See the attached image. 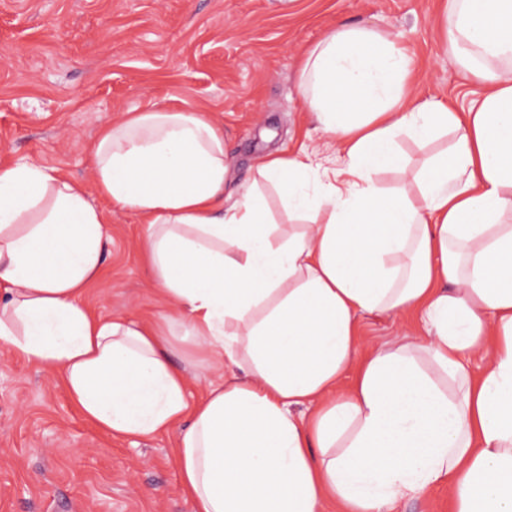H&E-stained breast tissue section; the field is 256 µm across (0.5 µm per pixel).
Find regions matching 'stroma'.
Returning <instances> with one entry per match:
<instances>
[{"mask_svg":"<svg viewBox=\"0 0 512 512\" xmlns=\"http://www.w3.org/2000/svg\"><path fill=\"white\" fill-rule=\"evenodd\" d=\"M444 0H0V163L35 160L93 183L88 144L135 107L211 113L224 129L232 185L271 151L333 157L296 91L307 48L341 24L392 33L407 50L415 101L466 111L479 94L449 56ZM449 137L400 139L413 172ZM108 238L84 304L149 322L168 314L140 257L144 226L96 198ZM422 324L395 310L359 319L360 351ZM172 440L117 439L86 422L56 375L0 350V512H192Z\"/></svg>","mask_w":512,"mask_h":512,"instance_id":"35a3bbf8","label":"stroma"}]
</instances>
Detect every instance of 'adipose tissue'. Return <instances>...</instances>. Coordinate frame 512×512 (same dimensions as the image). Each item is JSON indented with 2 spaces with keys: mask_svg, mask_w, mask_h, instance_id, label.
I'll use <instances>...</instances> for the list:
<instances>
[{
  "mask_svg": "<svg viewBox=\"0 0 512 512\" xmlns=\"http://www.w3.org/2000/svg\"><path fill=\"white\" fill-rule=\"evenodd\" d=\"M445 16L482 88L468 112L410 98L388 31L338 26L297 80L338 159L268 154L233 202L224 132L189 109L102 127L89 187L33 161L0 167V348L55 370L107 434L174 435L193 512H389L442 481L450 512H512V0H447ZM449 131L416 195L381 181L408 167L399 137ZM263 183L302 231L270 222ZM98 196L147 226L159 321L82 302L103 264ZM396 309L419 311L426 339L359 354L357 314ZM178 342L224 364L195 402ZM472 352L488 358L476 379Z\"/></svg>",
  "mask_w": 512,
  "mask_h": 512,
  "instance_id": "ef3b65f1",
  "label": "adipose tissue"
}]
</instances>
